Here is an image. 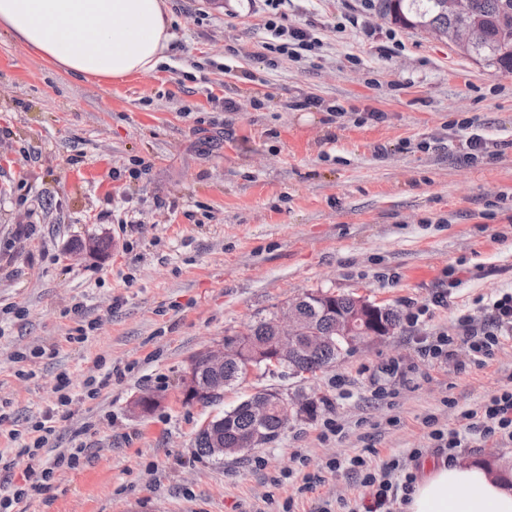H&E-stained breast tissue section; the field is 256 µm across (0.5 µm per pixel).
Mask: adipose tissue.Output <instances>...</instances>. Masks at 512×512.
Segmentation results:
<instances>
[{
  "label": "adipose tissue",
  "mask_w": 512,
  "mask_h": 512,
  "mask_svg": "<svg viewBox=\"0 0 512 512\" xmlns=\"http://www.w3.org/2000/svg\"><path fill=\"white\" fill-rule=\"evenodd\" d=\"M64 73L122 80L155 71L171 41L164 0H0V29ZM407 512H512V483L482 462L427 465Z\"/></svg>",
  "instance_id": "adipose-tissue-1"
}]
</instances>
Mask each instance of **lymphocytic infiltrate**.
Returning <instances> with one entry per match:
<instances>
[{"mask_svg":"<svg viewBox=\"0 0 512 512\" xmlns=\"http://www.w3.org/2000/svg\"><path fill=\"white\" fill-rule=\"evenodd\" d=\"M270 12L263 27L267 33L265 49L273 54L288 56L295 49H309L317 39L313 33L303 28L288 27L284 16L278 15L279 6L288 0H264ZM512 338V292L502 293L491 300L482 322H474L469 315H460L455 333H442L436 336L418 338L417 352L420 357L433 364H441L449 358L461 355L469 365L482 369L497 358L507 339ZM70 383L61 380L57 387L58 408L68 406L72 398ZM57 408V410H58ZM57 410L47 411L43 418L35 422L28 442L10 452H0V483L9 485L10 491L0 496V512H26L29 496L46 491L56 472L76 468L83 454L82 449L69 448L57 452L47 449L49 436L57 429L60 417ZM430 429L429 437L439 450H453L465 444L499 440L512 442V386H502L490 396L479 409L461 413V425L456 429H442L434 416L425 419ZM30 460L22 484L12 485L11 476L21 460ZM347 468L361 477L369 496L360 500L361 512H388L389 496L412 489L413 473H401L399 463L383 464L379 472H372L363 456H355Z\"/></svg>","mask_w":512,"mask_h":512,"instance_id":"1","label":"lymphocytic infiltrate"}]
</instances>
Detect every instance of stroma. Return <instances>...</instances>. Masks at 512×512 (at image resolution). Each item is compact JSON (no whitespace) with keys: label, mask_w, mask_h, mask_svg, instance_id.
I'll list each match as a JSON object with an SVG mask.
<instances>
[{"label":"stroma","mask_w":512,"mask_h":512,"mask_svg":"<svg viewBox=\"0 0 512 512\" xmlns=\"http://www.w3.org/2000/svg\"><path fill=\"white\" fill-rule=\"evenodd\" d=\"M168 6L169 62L121 81L68 75L0 31V404L14 418L0 450L21 446L65 377L71 417L49 445L86 454L27 512L352 501L361 488L334 461L419 448L433 462L425 418L456 428L512 375V341L483 370L416 355L417 338L512 291V74L373 0H290L289 26L319 43L273 63L253 0ZM473 133L487 154L461 162ZM95 241L106 250L78 253ZM320 290L425 314L314 378L259 370L220 406L186 402L194 354ZM378 384L394 397L374 398ZM260 388L324 403L263 447L201 454L199 430ZM328 418L342 435L324 437Z\"/></svg>","instance_id":"stroma-1"}]
</instances>
